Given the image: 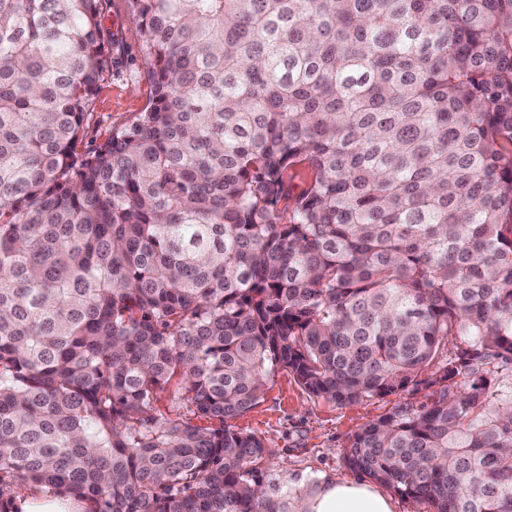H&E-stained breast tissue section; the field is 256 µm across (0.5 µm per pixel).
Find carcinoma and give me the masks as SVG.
Returning a JSON list of instances; mask_svg holds the SVG:
<instances>
[{
	"mask_svg": "<svg viewBox=\"0 0 512 512\" xmlns=\"http://www.w3.org/2000/svg\"><path fill=\"white\" fill-rule=\"evenodd\" d=\"M123 5L149 96L86 154L114 0H0V512H296L231 424L281 371L424 386L347 467L512 512V0Z\"/></svg>",
	"mask_w": 512,
	"mask_h": 512,
	"instance_id": "cac0c4a2",
	"label": "carcinoma"
}]
</instances>
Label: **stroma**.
Here are the masks:
<instances>
[{"label": "stroma", "mask_w": 512, "mask_h": 512, "mask_svg": "<svg viewBox=\"0 0 512 512\" xmlns=\"http://www.w3.org/2000/svg\"><path fill=\"white\" fill-rule=\"evenodd\" d=\"M116 42L112 52L119 75L102 84L96 94L83 145L94 148L109 134L130 124L146 104L149 87L140 38L127 17L111 25ZM424 388L408 386L386 397H373L347 406L311 399L289 375L280 373L266 387L262 402L235 421L236 428L257 435L273 452L263 471L265 491L288 486L308 489L328 478H348L343 458L348 436L398 405L426 402Z\"/></svg>", "instance_id": "stroma-1"}]
</instances>
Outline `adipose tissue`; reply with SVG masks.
Wrapping results in <instances>:
<instances>
[{
  "mask_svg": "<svg viewBox=\"0 0 512 512\" xmlns=\"http://www.w3.org/2000/svg\"><path fill=\"white\" fill-rule=\"evenodd\" d=\"M297 512H393L392 501L363 479L338 478L321 483L297 506Z\"/></svg>",
  "mask_w": 512,
  "mask_h": 512,
  "instance_id": "ef3b65f1",
  "label": "adipose tissue"
}]
</instances>
